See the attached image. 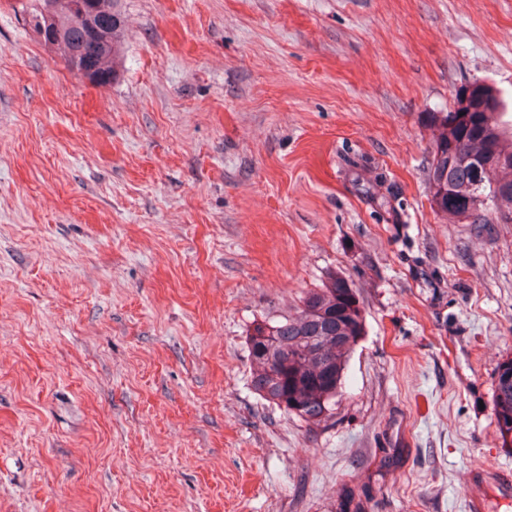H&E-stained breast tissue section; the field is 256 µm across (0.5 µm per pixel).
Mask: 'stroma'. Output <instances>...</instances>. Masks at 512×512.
<instances>
[{"mask_svg": "<svg viewBox=\"0 0 512 512\" xmlns=\"http://www.w3.org/2000/svg\"><path fill=\"white\" fill-rule=\"evenodd\" d=\"M26 6L0 0V512H469L476 468L512 473V224L434 211L422 122L474 83L512 113V0H123L105 87ZM333 272L365 334L310 426L246 338ZM493 411L503 445L512 443V360L499 363L495 369Z\"/></svg>", "mask_w": 512, "mask_h": 512, "instance_id": "1", "label": "stroma"}]
</instances>
